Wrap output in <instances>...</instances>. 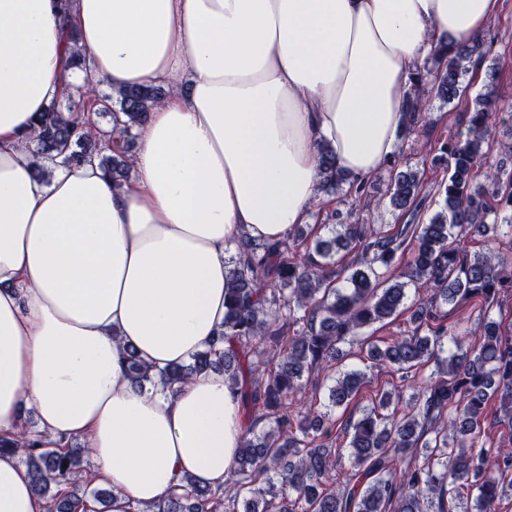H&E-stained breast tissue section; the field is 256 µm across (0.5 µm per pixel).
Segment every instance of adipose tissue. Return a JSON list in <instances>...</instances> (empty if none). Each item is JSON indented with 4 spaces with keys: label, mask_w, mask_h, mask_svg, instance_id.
I'll return each instance as SVG.
<instances>
[{
    "label": "adipose tissue",
    "mask_w": 512,
    "mask_h": 512,
    "mask_svg": "<svg viewBox=\"0 0 512 512\" xmlns=\"http://www.w3.org/2000/svg\"><path fill=\"white\" fill-rule=\"evenodd\" d=\"M501 0H0V435L80 444L110 512L184 477L222 486L243 424L222 372L136 387L189 363L224 323L229 248L277 241L318 201L317 147L365 182L394 156L409 78L444 43L482 34ZM89 66L69 69L68 29ZM162 85L113 180L56 165L37 115L87 79ZM0 512H47L18 455L0 454Z\"/></svg>",
    "instance_id": "obj_1"
}]
</instances>
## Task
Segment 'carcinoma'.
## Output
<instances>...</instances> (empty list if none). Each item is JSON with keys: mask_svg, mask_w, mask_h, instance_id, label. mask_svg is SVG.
Wrapping results in <instances>:
<instances>
[{"mask_svg": "<svg viewBox=\"0 0 512 512\" xmlns=\"http://www.w3.org/2000/svg\"><path fill=\"white\" fill-rule=\"evenodd\" d=\"M65 66L87 68L77 33ZM487 55L480 39L450 53L438 48L411 80L405 133L416 131L423 88L448 102L465 92V77ZM159 86L125 89L117 96L64 93L39 113L30 141L37 155L69 165L97 158L115 180L127 178L130 153L153 107ZM108 118L113 127L100 126ZM465 129L448 137L436 166L441 209L416 222L425 202L423 176L392 166L386 196L408 224L375 230L367 224H334L331 237L319 225L298 224L280 241L243 235L229 261L231 288L224 326L213 347L192 363L162 375L171 388L192 374L224 372L244 419L230 486L213 490L189 477L149 512H497L512 498V437L483 438L491 404L512 426V327L490 317L512 296L508 259L492 246L498 231L512 232V168L492 166L490 94H480L464 113ZM319 190L330 195L349 185L364 207L373 199L336 167L326 144L318 150ZM492 234L483 251L467 247L472 232ZM396 268L395 280L379 269ZM430 287L412 297L409 285ZM473 304L476 328L449 324L442 307ZM408 314L406 335L389 341L354 342L359 329ZM353 356L364 368L345 365ZM135 385L153 383L133 351L126 353ZM435 369L422 376L425 366ZM387 367L399 383L378 392L359 416L348 413L366 381L365 368ZM325 379L327 401L294 408L315 371ZM341 409L348 417L335 416ZM268 429L257 431L258 423ZM345 445L337 444L338 439ZM16 451L48 512H79L91 497L104 509L112 494L89 489L93 478L79 448H45L38 439L0 437V453ZM347 459L348 469L341 468Z\"/></svg>", "mask_w": 512, "mask_h": 512, "instance_id": "obj_1", "label": "carcinoma"}]
</instances>
